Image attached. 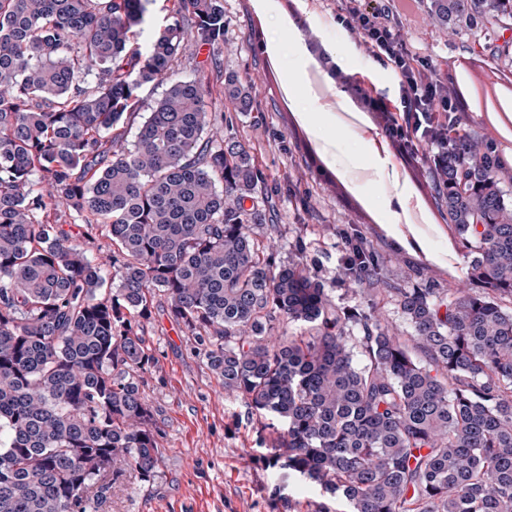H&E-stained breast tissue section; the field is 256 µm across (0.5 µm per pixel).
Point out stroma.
<instances>
[{
    "label": "stroma",
    "mask_w": 512,
    "mask_h": 512,
    "mask_svg": "<svg viewBox=\"0 0 512 512\" xmlns=\"http://www.w3.org/2000/svg\"><path fill=\"white\" fill-rule=\"evenodd\" d=\"M223 3V45L191 48L180 55L176 68L179 78L207 89L213 123L251 153L263 175L271 204L259 238H272L275 261H307L331 288L338 307H377L386 324L412 335L390 289L461 287L467 281V258L457 257L455 269L444 271L434 257L445 250V241L432 242L419 253L402 251L393 226L361 223L347 200L309 167L302 137L316 133L328 140L339 174L377 168L378 153L367 151L354 129L338 126L334 113L309 111L302 96L295 100L302 133L291 134L284 105L288 73L297 60L295 29H315L330 53L351 72L368 75L377 88L390 87L389 75L336 22V0H300L294 19L283 0ZM401 21L412 50L440 72L452 71L476 47L484 48L498 69L512 71V42L502 41V27L478 20L454 31L435 29L426 0H410ZM231 74L249 85L253 111H239L225 96L224 81ZM359 237L376 253L387 293L375 296L366 286L335 278L350 242ZM145 345L153 362L142 375L143 389L160 429L163 457L153 481L128 474L97 512H313L315 503L325 501L319 487L282 480L278 469L268 465L267 431L243 399L225 395L194 341L172 323L165 298L153 305Z\"/></svg>",
    "instance_id": "35a3bbf8"
}]
</instances>
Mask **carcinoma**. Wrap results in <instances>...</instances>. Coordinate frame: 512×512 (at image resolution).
<instances>
[{
    "label": "carcinoma",
    "mask_w": 512,
    "mask_h": 512,
    "mask_svg": "<svg viewBox=\"0 0 512 512\" xmlns=\"http://www.w3.org/2000/svg\"><path fill=\"white\" fill-rule=\"evenodd\" d=\"M146 2L0 0V512H94L127 473L154 477L142 373L158 295L224 394L267 421L284 478L345 512H512V167L478 145L448 159L442 203L469 285L395 289L404 340L374 310L337 307L303 260L266 256L260 171L174 66L224 42L222 0H175L142 47ZM427 9L438 28L512 24V0ZM155 82L162 98L123 140ZM224 91L251 109L239 77ZM94 231L115 250L90 257ZM338 275L381 292L366 247ZM277 321L305 334L273 343Z\"/></svg>",
    "instance_id": "obj_1"
}]
</instances>
